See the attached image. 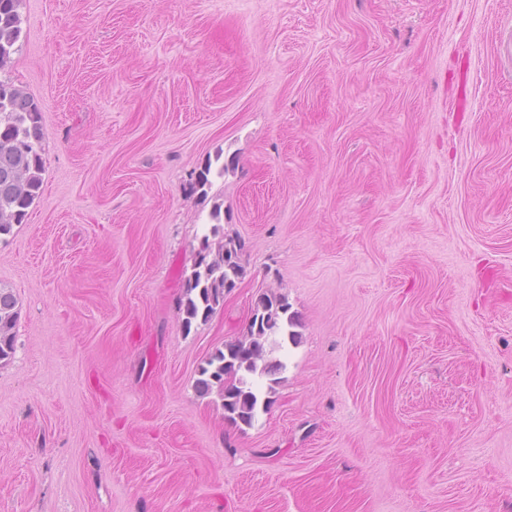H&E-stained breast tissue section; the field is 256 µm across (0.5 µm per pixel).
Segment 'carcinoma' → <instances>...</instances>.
<instances>
[{
  "label": "carcinoma",
  "instance_id": "obj_1",
  "mask_svg": "<svg viewBox=\"0 0 512 512\" xmlns=\"http://www.w3.org/2000/svg\"><path fill=\"white\" fill-rule=\"evenodd\" d=\"M21 0H0V72L9 67L20 51ZM43 127L38 105L22 93L11 80L0 78V237L24 223L28 209L43 186ZM243 249L239 240L213 242L204 235L195 255L192 270L183 280L177 306L185 331L198 320L207 321L224 303L226 290L242 277L243 261L234 258ZM18 300L0 288V364L15 352V327ZM262 311L259 329L250 326L224 348L210 353L199 369L197 389L213 391L223 402L224 419L233 424H252L259 410H267L272 400L262 397L255 378L273 376L283 368L280 362L266 360V343L274 336L295 340L288 316V299L281 294L263 293L256 302ZM232 370L235 382L224 386V372Z\"/></svg>",
  "mask_w": 512,
  "mask_h": 512
}]
</instances>
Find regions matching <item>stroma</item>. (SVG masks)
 <instances>
[{
	"label": "stroma",
	"mask_w": 512,
	"mask_h": 512,
	"mask_svg": "<svg viewBox=\"0 0 512 512\" xmlns=\"http://www.w3.org/2000/svg\"><path fill=\"white\" fill-rule=\"evenodd\" d=\"M20 12L45 171L0 238V512H512V0ZM215 226L245 273L187 331ZM264 292L297 341L237 426L196 381ZM17 305L16 296L11 291L0 288V365L8 362L15 352Z\"/></svg>",
	"instance_id": "obj_1"
}]
</instances>
